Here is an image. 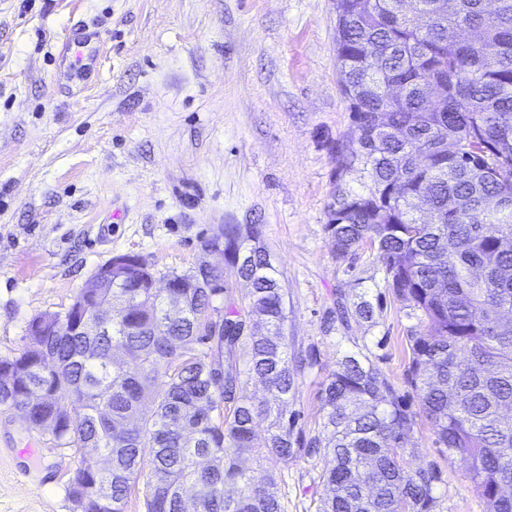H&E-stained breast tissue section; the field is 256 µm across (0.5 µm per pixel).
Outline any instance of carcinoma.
<instances>
[{"label": "carcinoma", "instance_id": "carcinoma-1", "mask_svg": "<svg viewBox=\"0 0 512 512\" xmlns=\"http://www.w3.org/2000/svg\"><path fill=\"white\" fill-rule=\"evenodd\" d=\"M336 0V58L349 103V141L336 174H367L363 190L336 185L325 232L338 259L369 245L417 323L406 384L435 443L468 463L488 512H512V0ZM224 268L251 286L224 304L214 332L197 314L224 298L196 271L181 315L164 310L147 262L117 267L112 288L61 312L33 317L38 354L0 358V405L43 391L51 435L95 448L77 467L102 512H125L144 465L146 512H282L277 473L303 451L330 456L331 497L319 512H433L432 469L405 468L417 425L406 395L360 351H347L322 383L321 427L305 435L288 411L313 351L288 335L287 292L257 224H222ZM368 300L338 304L344 323L370 319ZM121 350L130 372L114 359ZM261 381L272 400L241 395ZM151 404V415L140 410ZM267 423L260 438L256 423ZM238 486L235 497L224 485Z\"/></svg>", "mask_w": 512, "mask_h": 512}]
</instances>
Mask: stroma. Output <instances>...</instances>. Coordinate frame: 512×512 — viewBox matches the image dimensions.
<instances>
[{"label":"stroma","mask_w":512,"mask_h":512,"mask_svg":"<svg viewBox=\"0 0 512 512\" xmlns=\"http://www.w3.org/2000/svg\"><path fill=\"white\" fill-rule=\"evenodd\" d=\"M88 24L82 57L66 29ZM352 123L339 83L335 0H0V358L31 318L61 311L113 255L159 273L196 267L224 224H256L288 290V333L315 362L292 405L305 431L344 352L396 387L409 307L368 248L337 259L325 232L334 150ZM374 301L342 325L336 298ZM408 469H434V512H488L467 463L427 422ZM82 452L0 406V512H74L65 487ZM324 455L282 468L284 512H318Z\"/></svg>","instance_id":"stroma-1"}]
</instances>
